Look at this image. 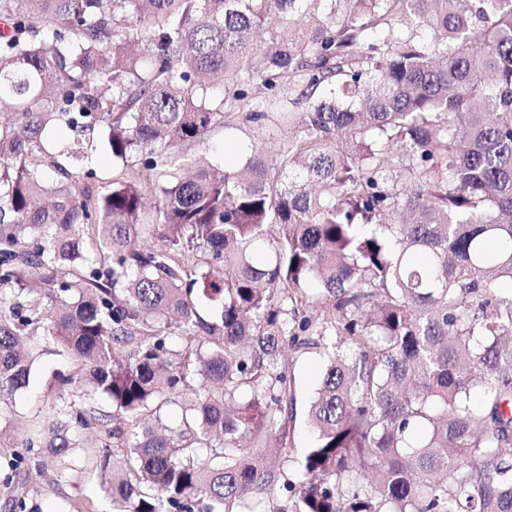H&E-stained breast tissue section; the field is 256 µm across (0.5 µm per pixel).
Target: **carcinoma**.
<instances>
[{
	"mask_svg": "<svg viewBox=\"0 0 512 512\" xmlns=\"http://www.w3.org/2000/svg\"><path fill=\"white\" fill-rule=\"evenodd\" d=\"M0 19V404L37 346L74 362L12 471L70 480L77 427L112 512H512V0ZM241 113L278 152L184 177ZM60 124L108 128L112 187ZM294 348L325 360L299 460Z\"/></svg>",
	"mask_w": 512,
	"mask_h": 512,
	"instance_id": "obj_1",
	"label": "carcinoma"
}]
</instances>
